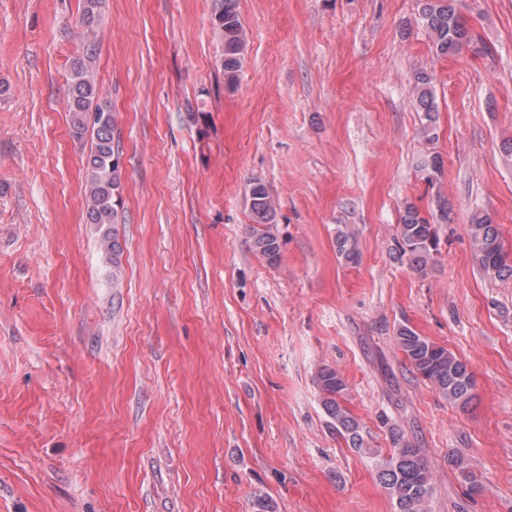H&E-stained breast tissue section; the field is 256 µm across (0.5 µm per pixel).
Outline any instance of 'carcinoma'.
<instances>
[{
	"label": "carcinoma",
	"mask_w": 512,
	"mask_h": 512,
	"mask_svg": "<svg viewBox=\"0 0 512 512\" xmlns=\"http://www.w3.org/2000/svg\"><path fill=\"white\" fill-rule=\"evenodd\" d=\"M419 17L438 56L457 55L475 40L457 15L456 0H421ZM104 18L105 0H78L77 27L82 46L69 59L66 98L73 136L91 139L83 161L86 223L105 228L100 246L112 261V282L115 283L121 276L122 249L117 232L108 227L119 223L123 210L121 167L117 162L121 153L114 142L112 109L99 98L100 88L93 66L97 57V34ZM212 25L223 48L224 82L234 86L238 81L246 38L237 0H213ZM413 80L417 107L425 116L421 134L431 143L438 138L433 74L419 69ZM421 171L424 181L433 189L435 210L425 215L415 205H407L395 239L396 254L407 259L410 267L418 272L425 271L438 253L439 226L448 223L452 210L448 199L436 190L443 171L441 157H426L421 162ZM249 197L250 235L254 248L273 263L279 256L278 237L274 232L275 202L266 186L256 180L250 184ZM471 232L475 257L484 275L493 279H511L512 254L506 251L492 216L487 212L474 213ZM336 251L348 263L359 261L357 239L348 230L337 229ZM397 342L414 372L434 385L449 403L464 408L472 401L474 377L460 357L409 326L398 329ZM314 382L336 429L354 448L363 449L360 424L342 403L347 389L342 374L325 366L316 372ZM390 434L393 451L380 465L379 480L393 500L394 512H426L433 492L431 468L421 449L414 447L399 429L390 428Z\"/></svg>",
	"instance_id": "carcinoma-1"
}]
</instances>
